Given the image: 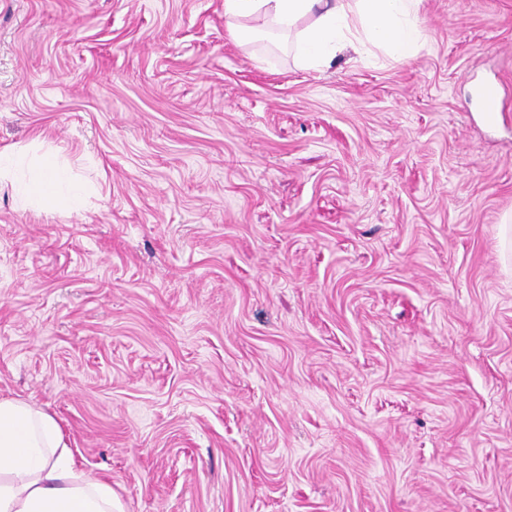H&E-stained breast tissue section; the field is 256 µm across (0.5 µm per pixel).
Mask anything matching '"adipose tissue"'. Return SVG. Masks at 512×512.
Instances as JSON below:
<instances>
[{"label":"adipose tissue","mask_w":512,"mask_h":512,"mask_svg":"<svg viewBox=\"0 0 512 512\" xmlns=\"http://www.w3.org/2000/svg\"><path fill=\"white\" fill-rule=\"evenodd\" d=\"M421 0H224L230 32L247 38L241 19L262 18L294 31L302 66L329 64L346 45L370 44L396 59L422 41ZM0 512H115L112 488L76 468L55 417L0 397Z\"/></svg>","instance_id":"1"}]
</instances>
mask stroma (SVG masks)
Listing matches in <instances>:
<instances>
[{
	"instance_id": "obj_1",
	"label": "stroma",
	"mask_w": 512,
	"mask_h": 512,
	"mask_svg": "<svg viewBox=\"0 0 512 512\" xmlns=\"http://www.w3.org/2000/svg\"><path fill=\"white\" fill-rule=\"evenodd\" d=\"M417 21L305 69L224 0H0V397L118 512H512V0ZM58 181L59 178L53 175L52 178L47 181L32 183L27 187V193L30 196L37 197L41 201L54 198L64 204H69L71 196L66 195L65 197H60L56 194L55 188Z\"/></svg>"
}]
</instances>
